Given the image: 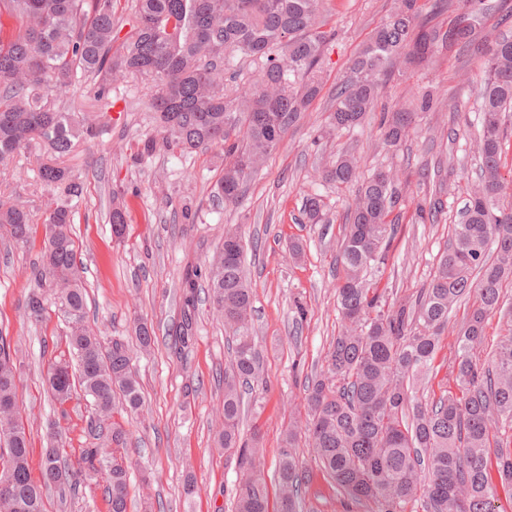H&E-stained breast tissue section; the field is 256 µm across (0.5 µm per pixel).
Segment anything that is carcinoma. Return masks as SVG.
<instances>
[{"label": "carcinoma", "instance_id": "carcinoma-1", "mask_svg": "<svg viewBox=\"0 0 512 512\" xmlns=\"http://www.w3.org/2000/svg\"><path fill=\"white\" fill-rule=\"evenodd\" d=\"M324 0H0V17L14 20L0 39V165L31 142L47 143L55 159L40 167L43 184L62 190L43 219V245L32 265L34 287L26 311L35 323L50 305L69 323L68 347L77 372L51 364L46 382L64 405L81 392L93 399L98 431L110 448H83L77 460L62 455L50 435L41 459L42 480L29 469V440L19 417L17 367L11 341L0 330V512H46V492L61 502L75 498L106 468L108 512H127V434L111 421L115 398L122 408L142 405L129 348L107 345L85 321L86 289L71 224V201L83 186L60 160L77 142H93L99 130L55 100L92 88V107H113L112 84L139 80L156 114L158 137L144 142L149 152L224 148L219 190L224 204L242 200L247 181L279 146L288 130L309 111L322 91L324 47L335 36L325 30ZM129 13V30L115 23ZM472 27L445 31L420 20L417 0H398L375 29L332 94L331 131L349 130L373 111L388 70L398 60L429 62L439 44L468 46ZM258 65L241 82L233 59ZM481 131L475 138L479 170L462 219L452 225L448 248L432 278L415 299L391 300L367 279L371 263L389 251L399 227V193L391 172L378 168L361 176V158L343 154L326 165L322 179L354 188L348 203L337 262V310L342 329L333 338L326 369L308 379V442L321 470L354 502L371 501L378 512H405L421 500L422 512H500L491 475L512 487V328L481 359L485 326L505 308L503 283L512 282V202L501 205L503 145L512 140V36L489 52L481 85ZM431 95L387 115L383 143L398 148L410 137L416 111H428ZM327 207L322 196L306 198L303 212L319 223ZM441 204L416 208V221L437 222ZM37 222L18 205L0 203V235L18 245L31 243ZM198 271L184 282L181 348L192 339ZM209 301L232 331V363L224 372V430L218 442L237 457L235 512H270L265 460L256 440H243V393L259 375L252 334L253 288L245 275L242 237L224 232L206 269ZM473 300L456 330L448 373L454 388L431 400L416 396L417 382L434 370L448 315L463 299ZM298 431L288 427L275 480L277 512H296L308 472L296 453Z\"/></svg>", "mask_w": 512, "mask_h": 512}]
</instances>
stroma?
Instances as JSON below:
<instances>
[{"label": "stroma", "mask_w": 512, "mask_h": 512, "mask_svg": "<svg viewBox=\"0 0 512 512\" xmlns=\"http://www.w3.org/2000/svg\"><path fill=\"white\" fill-rule=\"evenodd\" d=\"M420 18L446 29L467 18L478 24L471 47L438 48L432 62L400 66L382 86L378 102L361 127L328 133L330 93L341 82L373 30L396 7L395 0H325L335 36L328 44L323 90L309 112L289 129L280 146L247 185L239 205L219 195L224 153L141 151L155 133L142 84L117 82L115 110L86 118L101 131L95 143L80 145L64 164L84 191L72 226L77 259L88 292L87 321L104 342L134 345L135 325L155 330L150 351L133 355L144 405L120 416L129 432V512H234L238 466L216 443L224 427V370L230 363L229 331L205 289L195 297V335L188 348H175L174 331L184 309L182 280L204 268L220 247L225 229L247 244L245 267L254 289L252 325L261 371L245 397L241 429L258 434L267 477H274L289 422L305 417V381L320 373L339 329L336 257L351 198L349 190L321 180L319 170L345 152L360 156L364 170L393 168L401 191L402 223L384 261L373 263L370 280L401 297L415 296L429 281L448 246L478 165L474 137L481 129L480 85L484 60L497 38L512 35V0H418ZM431 110L417 113L415 134L398 150L381 142L383 113L423 94ZM48 151L42 143L0 166V199L42 218L50 195L38 178ZM443 166L440 197L444 213L436 224L413 221L418 201L430 196L424 175ZM320 194L327 204L323 223L311 224L303 201ZM125 208L128 226L116 238L109 222L113 204ZM301 254H293L292 243ZM41 239L20 248L0 238V330L16 348L18 398L30 434V469L40 475L46 435L62 436L63 454L94 446L89 433L91 398L58 404L45 384L50 363L70 359L68 325L61 312L30 321L25 302L31 265ZM306 310L298 319L297 307ZM297 453L309 473L299 512H377L372 503L345 509L343 494L323 475L307 443ZM193 476L196 493L185 497L183 481Z\"/></svg>", "instance_id": "obj_1"}]
</instances>
